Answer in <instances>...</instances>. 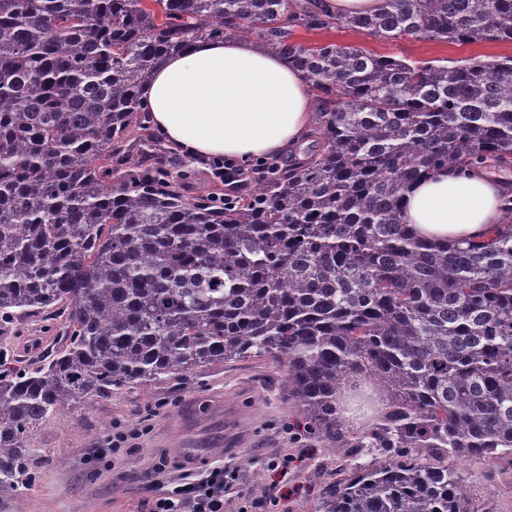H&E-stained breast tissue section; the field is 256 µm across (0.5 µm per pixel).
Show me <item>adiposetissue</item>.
<instances>
[{"mask_svg":"<svg viewBox=\"0 0 512 512\" xmlns=\"http://www.w3.org/2000/svg\"><path fill=\"white\" fill-rule=\"evenodd\" d=\"M142 97L166 145L196 160L275 157L298 144L311 122L302 74L234 39H200L168 55ZM501 195L484 171L445 170L411 190L405 218L426 238L477 240L499 223Z\"/></svg>","mask_w":512,"mask_h":512,"instance_id":"adipose-tissue-1","label":"adipose tissue"}]
</instances>
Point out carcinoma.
I'll return each instance as SVG.
<instances>
[{
  "instance_id": "1",
  "label": "carcinoma",
  "mask_w": 512,
  "mask_h": 512,
  "mask_svg": "<svg viewBox=\"0 0 512 512\" xmlns=\"http://www.w3.org/2000/svg\"><path fill=\"white\" fill-rule=\"evenodd\" d=\"M342 26L507 41L512 0L346 18L323 0H0V328L60 310L65 336L24 365L0 345V512H17L30 434L60 410L247 358L282 363L304 434L383 451L326 489V512H471L442 458L512 459V206L465 246L403 218L442 168L512 169V56L448 66L291 40ZM226 34L303 74L317 150L191 193L141 89ZM354 378L387 402L355 437L336 398Z\"/></svg>"
}]
</instances>
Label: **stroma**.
Returning a JSON list of instances; mask_svg holds the SVG:
<instances>
[{"label": "stroma", "mask_w": 512, "mask_h": 512, "mask_svg": "<svg viewBox=\"0 0 512 512\" xmlns=\"http://www.w3.org/2000/svg\"><path fill=\"white\" fill-rule=\"evenodd\" d=\"M294 41L320 46L359 45L397 59L494 60L512 56V41L460 44L406 39L386 41L346 28L296 29ZM19 351L31 337L39 354L62 341V321L24 316L5 332ZM223 400L230 414L211 416L209 401ZM192 419L200 437L223 444V456L208 454L206 466L224 463L237 479L224 493V512H240L255 498L278 499L268 512H323L326 488L343 478L346 463L380 457L376 448H330L299 436L282 368L270 359H245L208 365L144 390L128 387L65 409L33 430L29 445L38 459L30 485L15 500L18 512H150L156 498L199 479L200 470L181 468L178 423ZM132 433L125 448L106 452L114 429ZM288 457L287 470L271 465ZM470 487L474 512H512V462L454 460Z\"/></svg>", "instance_id": "1"}]
</instances>
